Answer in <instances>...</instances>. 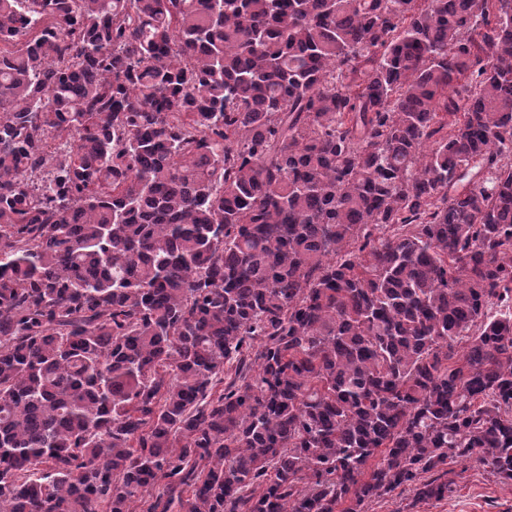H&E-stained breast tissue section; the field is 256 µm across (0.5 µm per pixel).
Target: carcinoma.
Returning <instances> with one entry per match:
<instances>
[{
	"instance_id": "carcinoma-1",
	"label": "carcinoma",
	"mask_w": 512,
	"mask_h": 512,
	"mask_svg": "<svg viewBox=\"0 0 512 512\" xmlns=\"http://www.w3.org/2000/svg\"><path fill=\"white\" fill-rule=\"evenodd\" d=\"M471 458L512 481V0H0V512Z\"/></svg>"
}]
</instances>
